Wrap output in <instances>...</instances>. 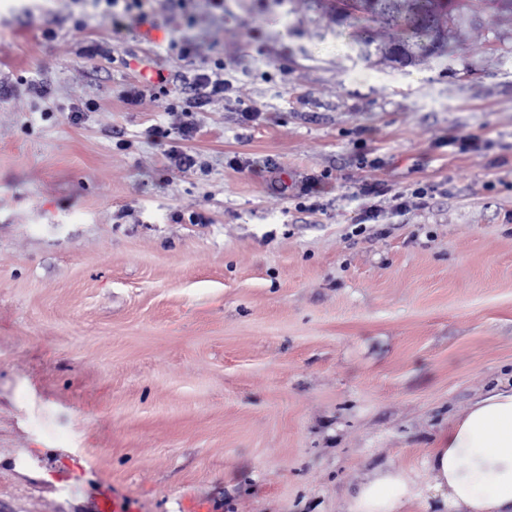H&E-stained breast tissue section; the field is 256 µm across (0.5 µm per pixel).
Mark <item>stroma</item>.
Instances as JSON below:
<instances>
[{
  "label": "stroma",
  "mask_w": 512,
  "mask_h": 512,
  "mask_svg": "<svg viewBox=\"0 0 512 512\" xmlns=\"http://www.w3.org/2000/svg\"><path fill=\"white\" fill-rule=\"evenodd\" d=\"M104 8L0 0V512H348L390 463L426 485L512 386V23L400 64L352 0ZM185 122L180 170L148 131ZM193 84L195 90L200 91L195 104H200L203 100H210L213 97L223 96L226 85L223 77L205 71L196 74Z\"/></svg>",
  "instance_id": "stroma-1"
}]
</instances>
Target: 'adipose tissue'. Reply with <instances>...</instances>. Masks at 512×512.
<instances>
[{"label":"adipose tissue","instance_id":"adipose-tissue-1","mask_svg":"<svg viewBox=\"0 0 512 512\" xmlns=\"http://www.w3.org/2000/svg\"><path fill=\"white\" fill-rule=\"evenodd\" d=\"M426 465L443 512H512V389L478 396L453 421ZM422 490L401 469L367 473L349 512H401Z\"/></svg>","mask_w":512,"mask_h":512}]
</instances>
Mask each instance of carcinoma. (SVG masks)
<instances>
[{
	"label": "carcinoma",
	"instance_id": "cac0c4a2",
	"mask_svg": "<svg viewBox=\"0 0 512 512\" xmlns=\"http://www.w3.org/2000/svg\"><path fill=\"white\" fill-rule=\"evenodd\" d=\"M355 4L374 22L403 20L405 36L398 45L415 54L429 45L431 52L441 53L452 28L478 10L512 16V0H355Z\"/></svg>",
	"mask_w": 512,
	"mask_h": 512
}]
</instances>
